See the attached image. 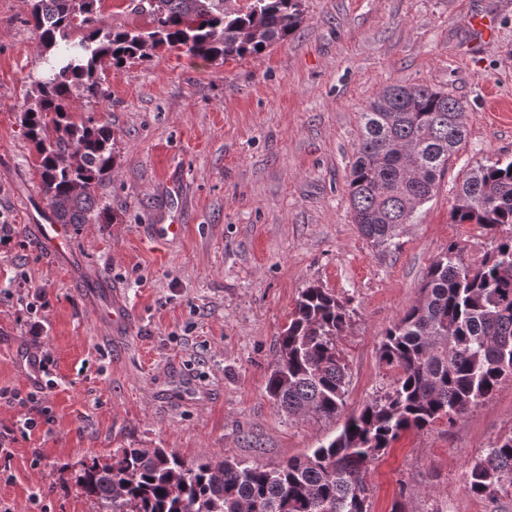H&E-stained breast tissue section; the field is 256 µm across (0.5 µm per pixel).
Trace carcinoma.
<instances>
[{
  "mask_svg": "<svg viewBox=\"0 0 512 512\" xmlns=\"http://www.w3.org/2000/svg\"><path fill=\"white\" fill-rule=\"evenodd\" d=\"M101 0H29L26 23L48 53L46 76L19 113L34 167L57 224H111L101 187L112 180L115 131L71 120L77 94L103 97L99 68L149 62L181 49L205 62L241 59L288 40L303 20L301 0H131L144 29H112ZM74 28L83 30L77 43ZM466 104L424 85L392 84L361 113L362 134L347 179L353 223L374 246L394 245L401 226L437 192L449 158L467 136ZM455 224L505 232L472 266L451 242L431 264L420 299L383 333L380 361L397 371L392 391L349 417L342 431L303 457L266 469L244 460L186 463L163 448H122L112 462L82 464L77 484L101 512H369L370 465L400 432L453 423L512 378V160L473 169L456 192ZM346 303L310 286L297 300L266 383L290 416L332 419L348 372L336 337ZM477 495L512 489V434L470 469Z\"/></svg>",
  "mask_w": 512,
  "mask_h": 512,
  "instance_id": "obj_1",
  "label": "carcinoma"
}]
</instances>
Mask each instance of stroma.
I'll return each instance as SVG.
<instances>
[{"label":"stroma","mask_w":512,"mask_h":512,"mask_svg":"<svg viewBox=\"0 0 512 512\" xmlns=\"http://www.w3.org/2000/svg\"><path fill=\"white\" fill-rule=\"evenodd\" d=\"M287 42L216 65L180 51L105 66L106 96L74 97L72 118L115 130L116 166L99 191L119 221L85 225L73 264L33 227L51 219L18 120L45 62L27 0H0V512H97L76 476L120 448L186 462L237 458L274 468L311 453L348 415L391 392L386 328L420 297L433 261L459 243L480 264L497 243L450 218L477 165L512 157V0H302ZM492 16L478 46L472 13ZM390 84L463 100L468 134L436 195L383 251L352 222L347 176L360 116ZM182 233L171 238L168 225ZM350 312L336 348L348 368L342 412L291 417L267 376L303 289ZM120 290L131 323L105 334L92 287ZM53 359L49 375L32 366ZM512 434V380L454 422L402 432L367 474L370 512H512V492L479 496L468 471Z\"/></svg>","instance_id":"stroma-1"}]
</instances>
